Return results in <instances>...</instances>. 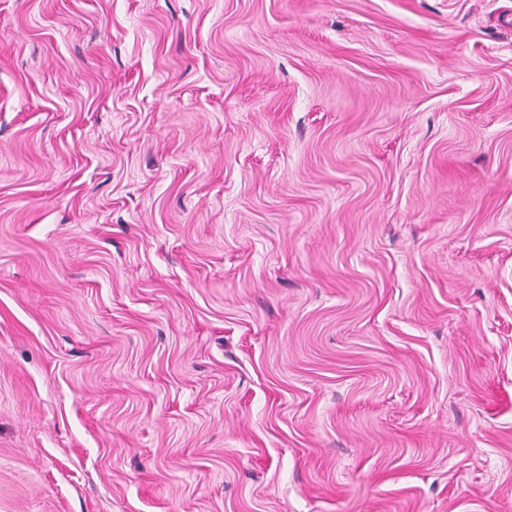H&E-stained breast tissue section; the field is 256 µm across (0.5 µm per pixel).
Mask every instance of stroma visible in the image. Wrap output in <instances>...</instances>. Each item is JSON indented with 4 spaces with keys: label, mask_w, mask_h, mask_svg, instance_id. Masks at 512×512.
<instances>
[{
    "label": "stroma",
    "mask_w": 512,
    "mask_h": 512,
    "mask_svg": "<svg viewBox=\"0 0 512 512\" xmlns=\"http://www.w3.org/2000/svg\"><path fill=\"white\" fill-rule=\"evenodd\" d=\"M0 512H512V0H0Z\"/></svg>",
    "instance_id": "1"
}]
</instances>
